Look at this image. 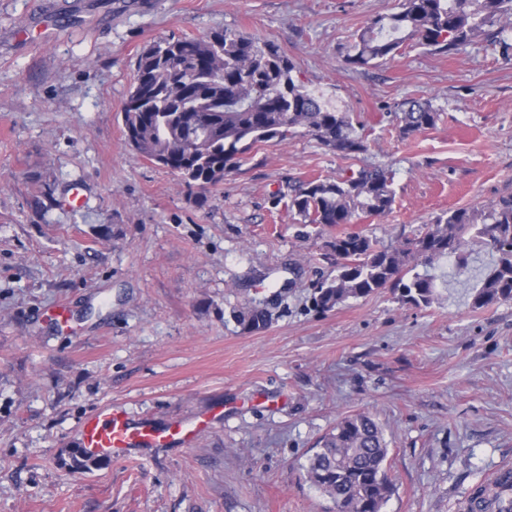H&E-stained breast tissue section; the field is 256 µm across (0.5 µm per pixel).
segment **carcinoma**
<instances>
[{
    "label": "carcinoma",
    "mask_w": 512,
    "mask_h": 512,
    "mask_svg": "<svg viewBox=\"0 0 512 512\" xmlns=\"http://www.w3.org/2000/svg\"><path fill=\"white\" fill-rule=\"evenodd\" d=\"M511 30L512 0H401L399 11L365 22L342 62L348 68L376 65L411 40L449 55L482 35L496 38ZM122 117L125 137L137 153L201 185L223 182L252 149L298 133L313 136L341 159L368 151L363 125L307 90L277 46L228 30L146 47ZM394 117L401 137L408 139L435 127L440 113L429 101L406 99L397 103ZM393 203L386 169L349 167L291 189L289 208L310 224L330 227L382 216ZM330 246L334 274L314 293L322 311L383 288L404 304L429 307L439 299V277L421 274L416 266L448 258L465 273L473 246L488 249L495 260L474 289L472 307L512 301V195L487 212H442L398 246L379 247L360 232L338 236ZM237 319L250 331L268 324L267 312L258 306L247 307ZM387 453L383 429L371 415H347L307 457L305 476L337 512H382L392 490L384 467ZM494 497L499 494L490 487L477 486L467 512H512V500L506 508L496 507Z\"/></svg>",
    "instance_id": "1"
}]
</instances>
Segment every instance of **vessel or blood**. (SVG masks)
I'll return each mask as SVG.
<instances>
[{"instance_id": "vessel-or-blood-1", "label": "vessel or blood", "mask_w": 512, "mask_h": 512, "mask_svg": "<svg viewBox=\"0 0 512 512\" xmlns=\"http://www.w3.org/2000/svg\"><path fill=\"white\" fill-rule=\"evenodd\" d=\"M199 430L195 423H177L159 430L148 424H132L126 415L106 407L89 414L82 423L78 440L90 457H116L128 448L163 445L172 441L191 444Z\"/></svg>"}]
</instances>
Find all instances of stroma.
Returning <instances> with one entry per match:
<instances>
[{
  "instance_id": "35a3bbf8",
  "label": "stroma",
  "mask_w": 512,
  "mask_h": 512,
  "mask_svg": "<svg viewBox=\"0 0 512 512\" xmlns=\"http://www.w3.org/2000/svg\"><path fill=\"white\" fill-rule=\"evenodd\" d=\"M398 0H0V512H334L305 478L317 441L365 412L388 442L383 512H459L512 465V302L475 310L468 273L416 307L391 290L313 308L329 244L381 246L442 211L512 193V58L408 44L378 66L341 59ZM51 38H43V29ZM233 30L274 42L300 78L364 126L342 160L299 133L253 149L217 185H187L127 143L122 107L154 42ZM431 101L437 125L404 140L391 115ZM386 166L382 217L322 227L289 186ZM81 187L82 208L61 200ZM261 305L265 329L240 310ZM67 323L56 324L57 308ZM174 442L70 468L84 418L105 406ZM237 319L244 328L250 331H260L268 324V315L265 309L258 306H249L237 314Z\"/></svg>"
}]
</instances>
